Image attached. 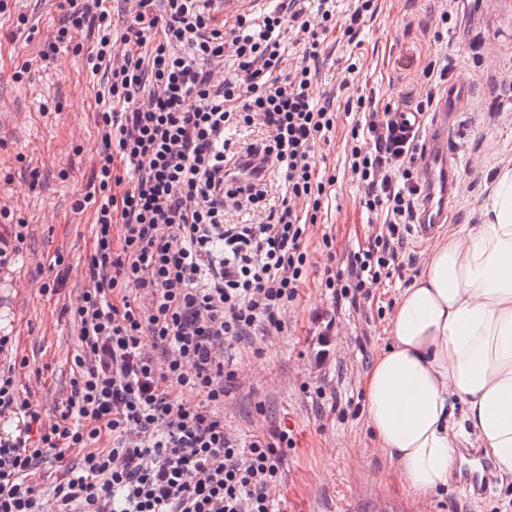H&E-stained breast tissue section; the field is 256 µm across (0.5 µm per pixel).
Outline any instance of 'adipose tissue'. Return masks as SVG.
<instances>
[{"label": "adipose tissue", "mask_w": 512, "mask_h": 512, "mask_svg": "<svg viewBox=\"0 0 512 512\" xmlns=\"http://www.w3.org/2000/svg\"><path fill=\"white\" fill-rule=\"evenodd\" d=\"M388 333L364 378L366 419L412 495L447 488L470 435L512 481L511 164L497 170L480 224L433 244Z\"/></svg>", "instance_id": "ef3b65f1"}]
</instances>
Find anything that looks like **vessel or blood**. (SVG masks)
<instances>
[{"label": "vessel or blood", "mask_w": 512, "mask_h": 512, "mask_svg": "<svg viewBox=\"0 0 512 512\" xmlns=\"http://www.w3.org/2000/svg\"><path fill=\"white\" fill-rule=\"evenodd\" d=\"M461 94L458 86H449L431 121L433 136L425 145L421 159L424 192L415 226L417 236L421 239L432 235L441 224L447 223L450 216L449 202L456 164L453 154L448 150V123ZM463 454L466 462L458 469L457 479L473 495H480L492 480L494 466L491 461L479 459L473 449H464Z\"/></svg>", "instance_id": "obj_1"}]
</instances>
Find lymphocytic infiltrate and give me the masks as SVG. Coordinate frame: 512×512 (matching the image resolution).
Masks as SVG:
<instances>
[{"instance_id": "obj_1", "label": "lymphocytic infiltrate", "mask_w": 512, "mask_h": 512, "mask_svg": "<svg viewBox=\"0 0 512 512\" xmlns=\"http://www.w3.org/2000/svg\"><path fill=\"white\" fill-rule=\"evenodd\" d=\"M67 2L39 56L67 48L104 76L96 186L74 205L93 210L94 247L68 311L78 349L58 420L44 423L20 395L15 365L0 369V416L21 425L0 436V512H44L48 497L58 512H281L293 440L283 430L243 444L225 428L218 408L235 372L223 348L281 332L307 278L304 234L326 188L315 149L337 118L332 101L314 99L310 64L336 19L333 0H317L315 25L306 0H281L227 32L207 0H135L121 30L112 0ZM87 28L97 31L88 51L78 40ZM288 28L302 47L292 74L281 69ZM215 61L228 65L219 84ZM252 126L261 129L254 138L226 135ZM420 146L418 127L398 112L353 125L349 169L363 206L385 213L386 231L326 278L337 298L403 271L422 195ZM272 176L283 187L277 204L265 190ZM231 211L257 220L232 223ZM186 389L198 402L182 400ZM72 448L82 451L78 465L47 479L44 463H63Z\"/></svg>"}]
</instances>
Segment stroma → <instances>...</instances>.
<instances>
[{
  "instance_id": "1",
  "label": "stroma",
  "mask_w": 512,
  "mask_h": 512,
  "mask_svg": "<svg viewBox=\"0 0 512 512\" xmlns=\"http://www.w3.org/2000/svg\"><path fill=\"white\" fill-rule=\"evenodd\" d=\"M377 13L355 40L330 31L312 89L331 98L336 129L315 150L319 172L333 175L317 223L305 233L313 263L284 315L282 333L255 336L231 349L236 379L228 384L224 423L239 442L289 431L293 446L278 487L283 512H512V486L493 480L479 497L457 482L440 495L414 499L384 456L366 421L363 377L387 343V323L414 270L390 276L356 302L324 288L323 236L337 255L367 245L384 214L360 204L361 190L346 161V142L359 117L358 98L375 107L413 111L421 70L448 63L449 81L463 82L448 146L456 160L451 222L467 230L481 210L493 166L512 159V0H376ZM0 13V240L13 242L15 223L29 226L22 248L0 272V330L25 366L17 367L22 396L56 418L69 391L76 329L64 306L76 302L92 247V209L74 203L88 191L101 149L96 98L102 81L80 56L60 50L51 64L41 45L63 16L59 0H8ZM27 24L18 27V15ZM355 74H346L349 63ZM29 65L24 81L15 71ZM63 252L68 280L57 294L49 260Z\"/></svg>"
}]
</instances>
